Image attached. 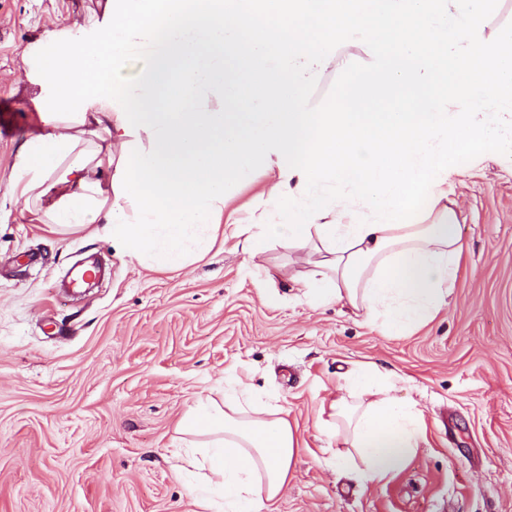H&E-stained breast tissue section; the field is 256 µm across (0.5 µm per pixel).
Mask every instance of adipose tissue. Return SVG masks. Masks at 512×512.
Wrapping results in <instances>:
<instances>
[{"mask_svg": "<svg viewBox=\"0 0 512 512\" xmlns=\"http://www.w3.org/2000/svg\"><path fill=\"white\" fill-rule=\"evenodd\" d=\"M487 0H105L89 26L51 33L28 80L41 134L10 175L40 223L93 229L117 254L179 271L217 239L249 269L283 241L313 266L312 304L341 302L401 336L440 312L468 249L448 180L499 147L512 112V29L483 35ZM368 63L333 112L308 90L339 47ZM275 172L260 224L224 221L226 184ZM340 192H333V185ZM426 197L428 210L414 206ZM399 377L365 363L329 404L343 465L387 483L425 441ZM182 460L222 489L225 512H267L299 448L284 410L233 369L177 425Z\"/></svg>", "mask_w": 512, "mask_h": 512, "instance_id": "adipose-tissue-1", "label": "adipose tissue"}]
</instances>
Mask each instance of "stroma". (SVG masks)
I'll return each instance as SVG.
<instances>
[{
	"label": "stroma",
	"instance_id": "stroma-1",
	"mask_svg": "<svg viewBox=\"0 0 512 512\" xmlns=\"http://www.w3.org/2000/svg\"><path fill=\"white\" fill-rule=\"evenodd\" d=\"M97 11L98 0H0V512H203L175 428L230 366L301 439L272 512H512V124L449 183L468 261L447 307L405 335L310 304L295 281L311 266L277 241L251 274L230 241L157 274L100 236L39 223L8 191L20 143L43 128L21 57ZM343 54L348 68L310 91L318 111L365 66L363 49ZM269 180L235 188L225 222L261 223ZM92 257L105 263L98 286L64 296ZM361 362L399 375L426 424V443L381 487L339 464L321 413Z\"/></svg>",
	"mask_w": 512,
	"mask_h": 512
}]
</instances>
